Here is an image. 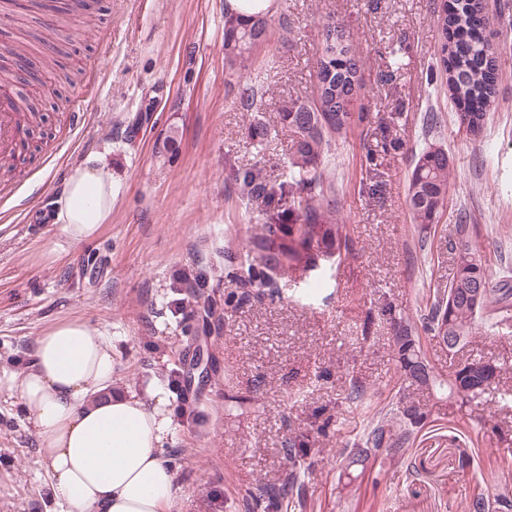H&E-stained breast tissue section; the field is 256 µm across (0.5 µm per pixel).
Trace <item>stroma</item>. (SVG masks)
Wrapping results in <instances>:
<instances>
[{
	"instance_id": "obj_1",
	"label": "stroma",
	"mask_w": 512,
	"mask_h": 512,
	"mask_svg": "<svg viewBox=\"0 0 512 512\" xmlns=\"http://www.w3.org/2000/svg\"><path fill=\"white\" fill-rule=\"evenodd\" d=\"M440 5L275 0L251 65L255 114L241 110L239 82L225 67L224 0H100L91 22L60 9L28 13L43 54L61 32L72 34L64 63L78 76L69 87L43 69L38 82L11 84L18 102L42 103L36 143L65 126L73 106L87 120L52 164L18 166V191L0 203V377L27 370L38 336L78 318L111 339L115 386L142 396L178 381L169 396L177 432L164 450L178 488L174 512H252V493L286 482L288 440L303 432L315 458L298 512H461L476 486L512 493V334L488 320L457 354L429 334L421 343L443 374L461 359L506 366L498 385L465 404L414 392L428 415L415 442L378 457L350 485L339 480L344 449L395 394L393 333L379 310L392 303L426 317L453 274L462 224L492 270L512 268V0H488L499 79L477 138L458 128L453 104L429 81ZM325 19L350 34L364 61L358 102L369 118L325 160L353 250L329 264L315 296L302 292L312 273L296 265L268 297L225 305L243 291L229 271L253 234L293 221L287 202L247 198L234 172L285 178L293 136L279 108L289 98L314 100ZM432 110L441 121L428 133L423 117ZM256 116L265 138L249 133ZM435 141L448 151L450 188L423 235L408 181L415 154ZM105 149L117 193L99 234L73 244L54 224L31 231L69 170ZM183 300L190 316L177 309ZM325 370L330 379H321ZM356 382L366 388L360 405L346 399ZM463 452L474 471L460 468ZM53 508L37 437L15 399L1 394L0 512Z\"/></svg>"
}]
</instances>
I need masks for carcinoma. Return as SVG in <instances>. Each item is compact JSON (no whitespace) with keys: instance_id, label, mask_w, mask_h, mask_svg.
<instances>
[{"instance_id":"obj_1","label":"carcinoma","mask_w":512,"mask_h":512,"mask_svg":"<svg viewBox=\"0 0 512 512\" xmlns=\"http://www.w3.org/2000/svg\"><path fill=\"white\" fill-rule=\"evenodd\" d=\"M439 40L435 46L436 65L431 79L445 80L448 97L458 105L453 120L465 121L480 130L488 120L495 101L497 67L486 32L491 18L484 0H451L442 14L434 15ZM268 21L259 16L240 21L224 15V59L228 70L243 80L239 105L245 112H256L257 90L244 79L257 50L267 40ZM361 78L360 59L348 43L344 29L325 35L321 56L316 60V80L328 83L324 99L308 102L302 98L286 100L279 112L280 123L295 137V152L288 176L273 186L259 173L244 170L236 175L242 191L253 199H286L289 212L296 214L292 224H267L254 237L253 247L240 256L232 276L251 288L270 285L274 276L293 265L318 274L321 262L343 250H352L347 225L335 222L336 186L324 176L323 164L332 139L344 138L366 120V114L354 111L352 87ZM450 162L448 152L437 143L427 144L415 156L408 183V203L420 232L437 223L448 199ZM456 246L455 271L448 288L436 293L425 329L433 336L455 339L447 345L455 353L468 343L482 318H497L495 325H512V271L494 273L480 250L465 235ZM393 328L397 355L395 373L396 401L375 414L359 439L343 453L342 471L353 466L367 467L379 451L394 455L427 424V414L402 395L411 386L424 388L448 400L465 403L490 390L501 367L481 360L460 362L449 376L430 365L422 349L418 328L408 316L392 305L383 309ZM288 480L278 488L253 494L256 503L268 501L276 512H293L306 496L305 471L311 449L307 436L288 441ZM465 512H512V498L489 495L481 490L464 506Z\"/></svg>"}]
</instances>
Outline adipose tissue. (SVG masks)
<instances>
[{"label":"adipose tissue","instance_id":"adipose-tissue-1","mask_svg":"<svg viewBox=\"0 0 512 512\" xmlns=\"http://www.w3.org/2000/svg\"><path fill=\"white\" fill-rule=\"evenodd\" d=\"M114 193L107 153L88 155L53 200L52 221L72 243L92 239ZM113 373L109 341L63 319L38 337L32 366L1 384L20 400L64 512H173L175 473L163 457L175 433L168 392H114Z\"/></svg>","mask_w":512,"mask_h":512}]
</instances>
